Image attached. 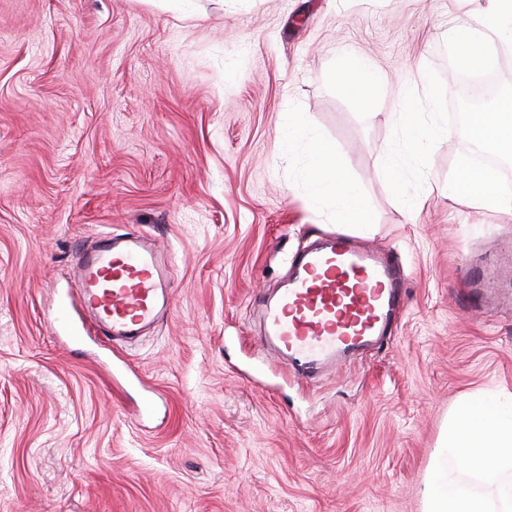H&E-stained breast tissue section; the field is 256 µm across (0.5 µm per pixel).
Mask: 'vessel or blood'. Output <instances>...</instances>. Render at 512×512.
<instances>
[{
  "label": "vessel or blood",
  "instance_id": "1",
  "mask_svg": "<svg viewBox=\"0 0 512 512\" xmlns=\"http://www.w3.org/2000/svg\"><path fill=\"white\" fill-rule=\"evenodd\" d=\"M78 301L97 335L131 338L173 300L165 253L140 236L106 233L78 249L73 263ZM403 270L383 250L329 237L293 262L279 299L266 305L265 344L305 376L369 348L400 309Z\"/></svg>",
  "mask_w": 512,
  "mask_h": 512
}]
</instances>
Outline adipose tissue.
Here are the masks:
<instances>
[{"mask_svg": "<svg viewBox=\"0 0 512 512\" xmlns=\"http://www.w3.org/2000/svg\"><path fill=\"white\" fill-rule=\"evenodd\" d=\"M375 77L358 59L343 57L338 67L339 90L366 105L373 99ZM287 144L303 142L309 158L306 177L312 197L335 200L339 223L363 219L366 201L351 185L331 146L318 137L306 136L300 121L286 124ZM446 451L438 459L425 489L423 512H512V491L501 489L502 478L512 473V398L484 403L463 402L453 413L442 439ZM479 475L487 494L462 490L448 474L449 461Z\"/></svg>", "mask_w": 512, "mask_h": 512, "instance_id": "obj_1", "label": "adipose tissue"}]
</instances>
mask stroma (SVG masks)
Wrapping results in <instances>:
<instances>
[{"mask_svg": "<svg viewBox=\"0 0 512 512\" xmlns=\"http://www.w3.org/2000/svg\"><path fill=\"white\" fill-rule=\"evenodd\" d=\"M467 0H0V512H422L457 403L512 394V216L382 173L400 87L454 84ZM366 59L371 106L336 64ZM367 202L312 200L287 114ZM163 249L174 301L130 342L53 321L79 246ZM389 250L405 305L382 342L308 380L261 304L329 235Z\"/></svg>", "mask_w": 512, "mask_h": 512, "instance_id": "35a3bbf8", "label": "stroma"}]
</instances>
